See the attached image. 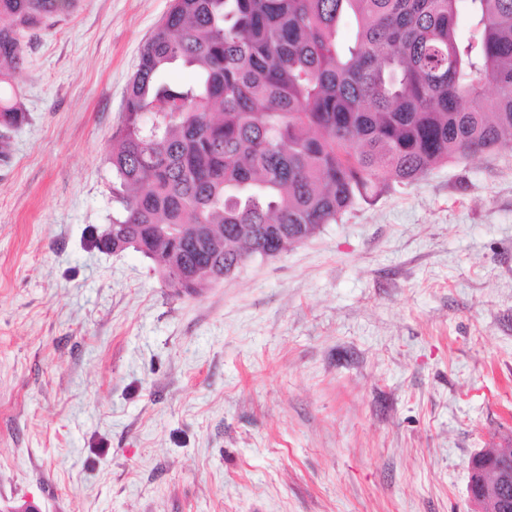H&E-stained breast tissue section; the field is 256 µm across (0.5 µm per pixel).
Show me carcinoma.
<instances>
[{
  "label": "carcinoma",
  "instance_id": "cac0c4a2",
  "mask_svg": "<svg viewBox=\"0 0 512 512\" xmlns=\"http://www.w3.org/2000/svg\"><path fill=\"white\" fill-rule=\"evenodd\" d=\"M74 5L0 0V127L27 119L25 47ZM177 63L193 82L166 78ZM506 137L512 0H172L112 135V223L193 296Z\"/></svg>",
  "mask_w": 512,
  "mask_h": 512
}]
</instances>
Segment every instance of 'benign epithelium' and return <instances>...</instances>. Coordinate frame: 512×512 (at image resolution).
I'll return each mask as SVG.
<instances>
[{
    "mask_svg": "<svg viewBox=\"0 0 512 512\" xmlns=\"http://www.w3.org/2000/svg\"><path fill=\"white\" fill-rule=\"evenodd\" d=\"M468 495L474 512H512V442L471 460Z\"/></svg>",
    "mask_w": 512,
    "mask_h": 512,
    "instance_id": "obj_1",
    "label": "benign epithelium"
}]
</instances>
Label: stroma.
I'll return each mask as SVG.
<instances>
[{"instance_id":"1","label":"stroma","mask_w":512,"mask_h":512,"mask_svg":"<svg viewBox=\"0 0 512 512\" xmlns=\"http://www.w3.org/2000/svg\"><path fill=\"white\" fill-rule=\"evenodd\" d=\"M172 0H79L0 156V501L41 512H471L512 440V142L180 297L112 219V135Z\"/></svg>"}]
</instances>
